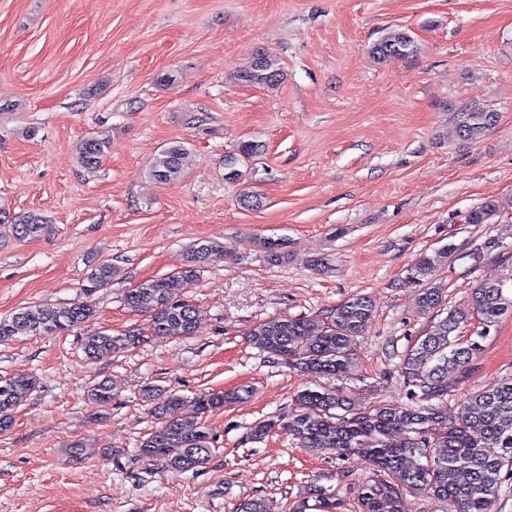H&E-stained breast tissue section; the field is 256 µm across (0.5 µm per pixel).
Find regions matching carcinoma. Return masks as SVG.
Returning <instances> with one entry per match:
<instances>
[{
	"instance_id": "cac0c4a2",
	"label": "carcinoma",
	"mask_w": 512,
	"mask_h": 512,
	"mask_svg": "<svg viewBox=\"0 0 512 512\" xmlns=\"http://www.w3.org/2000/svg\"><path fill=\"white\" fill-rule=\"evenodd\" d=\"M417 46L405 30L386 33L371 47L381 62L414 54ZM283 71L277 56L260 49L251 69L238 76L245 83L275 86ZM495 122L492 112L460 113L455 133L473 139ZM108 140L88 137L78 147L81 165L94 171L105 156ZM258 152V145L243 141L236 152L225 156V178L243 176L239 166ZM186 148L182 144L165 147L155 158L150 175L162 183L181 178ZM498 212L493 200L483 202L468 213V223L486 224ZM0 224L11 225L19 238H36L53 233V225L41 214L30 211L11 214L0 208ZM448 249L423 254L415 272L425 277L447 257ZM224 258V247L203 243L189 250L183 267L171 275L146 281L128 291L124 305L133 312L149 315L156 335L189 336L204 320L203 312L184 299L188 288L210 262ZM115 270L110 263L98 266L83 285L91 296L106 286ZM424 312L433 313L426 332L400 355L399 376L410 390L412 403L386 404L356 409L346 392L337 387L306 388L294 395L291 411L276 418L255 422L250 438L262 440L273 432H283L296 445L315 454L368 459L373 475L356 487L358 512H404L409 495L425 494L448 503L451 512H493L502 485L512 478V378H505L469 395L465 417L448 420V374L462 382L474 371V362L483 351L479 339L459 343L461 326L477 317L485 327L495 325L512 312V293L500 281H486L471 292L466 304L442 308L443 289L427 284L418 297ZM90 301L65 307L33 305L9 318H0V342L20 336H52L69 331L93 316ZM374 305L364 295L341 303L323 319L274 317L256 325L248 341L271 357L297 367L314 378H344L355 366L357 344L374 318ZM137 337L132 329L124 334L96 333L85 337V356L97 361L112 356ZM38 381L29 375L0 377V432L11 428L15 411L36 391ZM115 387L102 380L88 390L95 405L112 401ZM249 391H204L196 395L191 411L183 413V399L175 394L161 397L158 388L143 389V397L154 402L152 414L158 426L139 441L138 458L162 461L178 473H196L215 454V439L206 417L244 400ZM499 452L490 453L488 449ZM322 512H344L345 501L327 490L312 486L296 500L291 512H309V500ZM236 512H275L268 499L241 501Z\"/></svg>"
}]
</instances>
